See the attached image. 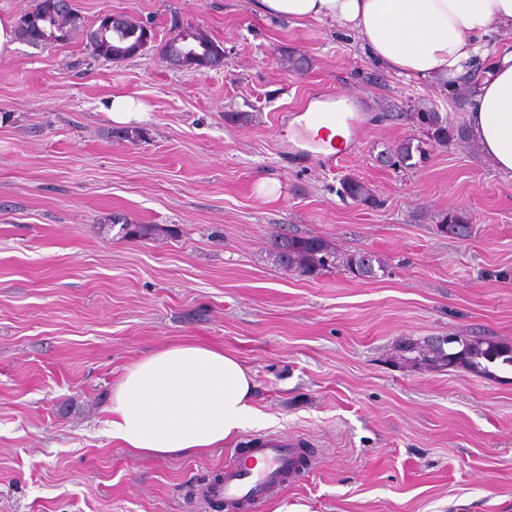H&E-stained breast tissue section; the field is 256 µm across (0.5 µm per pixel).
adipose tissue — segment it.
Here are the masks:
<instances>
[{
	"label": "adipose tissue",
	"mask_w": 512,
	"mask_h": 512,
	"mask_svg": "<svg viewBox=\"0 0 512 512\" xmlns=\"http://www.w3.org/2000/svg\"><path fill=\"white\" fill-rule=\"evenodd\" d=\"M267 20H316L354 38L374 62L408 80L438 81L489 62L465 113L484 160L512 179V0H256ZM249 369L223 348L163 347L126 367L112 388L106 435L139 456L224 447L260 416Z\"/></svg>",
	"instance_id": "ef3b65f1"
}]
</instances>
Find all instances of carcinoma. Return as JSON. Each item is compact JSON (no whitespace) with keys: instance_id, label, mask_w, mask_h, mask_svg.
<instances>
[{"instance_id":"obj_1","label":"carcinoma","mask_w":512,"mask_h":512,"mask_svg":"<svg viewBox=\"0 0 512 512\" xmlns=\"http://www.w3.org/2000/svg\"><path fill=\"white\" fill-rule=\"evenodd\" d=\"M80 30L98 59L122 62L141 53L140 43L145 27L124 14L112 12L101 15L98 24L87 28L71 0H38L35 8L25 13L17 28V37L32 45L62 43ZM180 40L169 39L164 46L163 60L171 66L197 71L216 70L224 66L223 46L199 28L188 27L179 32ZM472 75H464L455 81H446L448 100L467 99L472 95L469 81ZM410 119L429 144L448 146L452 143L471 142L467 129L453 123L448 115L436 111L426 103L413 106ZM422 147L408 139L399 144L394 152L397 163L408 167L413 152ZM342 189L350 199L362 204H375L371 189L359 179L348 176L342 181ZM471 218L462 210H450L441 215L440 232L455 237L464 236ZM119 234L125 239H152L161 234L172 235L174 230L160 224H131L116 218ZM272 257L274 263L286 272L301 276H316L323 271L343 265L346 271L359 277L376 276L375 267H383L380 259L367 254H351L340 260L336 250L325 239L317 236L289 234L274 239ZM408 354L405 361L412 365H436L462 367L472 373L491 375L498 367H512V346L480 336H455L450 338L448 349L427 350L423 345L409 344L400 347Z\"/></svg>"}]
</instances>
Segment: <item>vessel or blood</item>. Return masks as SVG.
<instances>
[{
	"label": "vessel or blood",
	"instance_id": "obj_1",
	"mask_svg": "<svg viewBox=\"0 0 512 512\" xmlns=\"http://www.w3.org/2000/svg\"><path fill=\"white\" fill-rule=\"evenodd\" d=\"M303 468L294 441L260 438L226 464L222 476L203 486L198 495L203 502L224 504L229 512H250L278 494Z\"/></svg>",
	"mask_w": 512,
	"mask_h": 512
}]
</instances>
